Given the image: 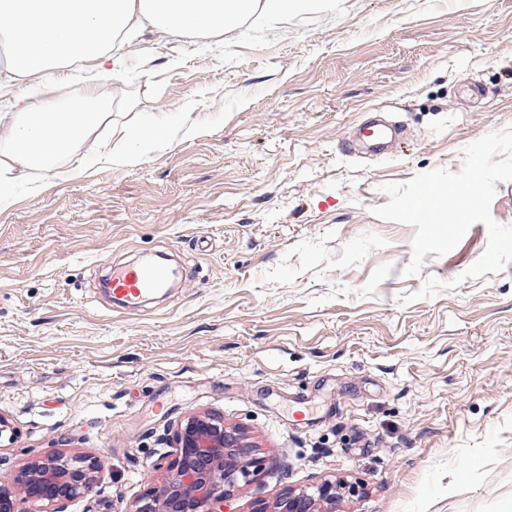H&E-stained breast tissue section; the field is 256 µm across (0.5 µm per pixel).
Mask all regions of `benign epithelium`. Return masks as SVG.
Segmentation results:
<instances>
[{
    "label": "benign epithelium",
    "instance_id": "7a95c632",
    "mask_svg": "<svg viewBox=\"0 0 512 512\" xmlns=\"http://www.w3.org/2000/svg\"><path fill=\"white\" fill-rule=\"evenodd\" d=\"M252 445L240 427H228L215 414H191L177 424L173 450L161 481L147 488L128 512H224L230 488L249 482L261 470ZM101 466L83 455L54 454L18 468L0 481V512H66L97 484ZM336 503V483L324 481L312 491H288L268 510L263 502L252 512H320Z\"/></svg>",
    "mask_w": 512,
    "mask_h": 512
}]
</instances>
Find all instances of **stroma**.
<instances>
[{
  "mask_svg": "<svg viewBox=\"0 0 512 512\" xmlns=\"http://www.w3.org/2000/svg\"><path fill=\"white\" fill-rule=\"evenodd\" d=\"M214 38L135 39L101 78L111 125L76 177L23 176L0 209V479L52 453L99 459L71 512H127L177 421L223 416L268 469L234 512L324 480L336 512H512V263L465 278L488 230L402 276L415 229L374 215L390 181L459 171L512 126V0H335ZM391 157L352 156L366 113ZM167 119L129 167L115 131ZM165 253L181 284L109 306L114 265ZM447 290L400 306L426 277Z\"/></svg>",
  "mask_w": 512,
  "mask_h": 512,
  "instance_id": "stroma-1",
  "label": "stroma"
}]
</instances>
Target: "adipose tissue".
<instances>
[{"label":"adipose tissue","instance_id":"adipose-tissue-1","mask_svg":"<svg viewBox=\"0 0 512 512\" xmlns=\"http://www.w3.org/2000/svg\"><path fill=\"white\" fill-rule=\"evenodd\" d=\"M317 0H0V38L9 46L6 82L27 83L26 93L0 106V208L9 206L22 172L69 175L85 166L80 145L112 114L97 79L82 89L86 108H67L48 95L60 69L92 63L99 76L120 71L115 46H132L144 27L163 36L224 34L253 15L304 12Z\"/></svg>","mask_w":512,"mask_h":512}]
</instances>
